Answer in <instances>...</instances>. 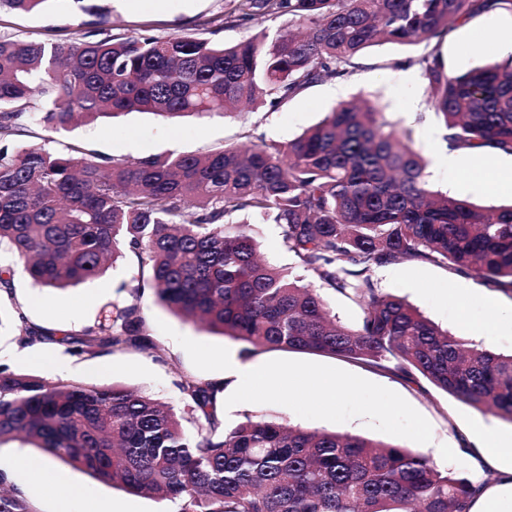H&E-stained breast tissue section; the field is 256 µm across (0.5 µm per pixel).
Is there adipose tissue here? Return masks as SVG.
<instances>
[{
  "label": "adipose tissue",
  "mask_w": 512,
  "mask_h": 512,
  "mask_svg": "<svg viewBox=\"0 0 512 512\" xmlns=\"http://www.w3.org/2000/svg\"><path fill=\"white\" fill-rule=\"evenodd\" d=\"M443 161L449 171L464 168L476 175L478 188L494 190L512 185V163L498 162L485 169L481 166L480 154L463 155L455 149L448 150ZM469 439L483 465L476 468L473 476L477 492L468 512H499V502L506 497L512 499V441L502 438L491 423L480 424L470 433Z\"/></svg>",
  "instance_id": "ef3b65f1"
}]
</instances>
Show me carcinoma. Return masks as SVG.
<instances>
[{
	"instance_id": "1",
	"label": "carcinoma",
	"mask_w": 512,
	"mask_h": 512,
	"mask_svg": "<svg viewBox=\"0 0 512 512\" xmlns=\"http://www.w3.org/2000/svg\"><path fill=\"white\" fill-rule=\"evenodd\" d=\"M46 2L0 0V10ZM497 9L512 0H237L202 26L216 25L214 34L257 14L290 20L226 45L192 34L114 36L91 3L82 10L92 20L72 41L0 37V139L14 135L34 95L55 130L132 111H275L352 72L369 46L429 43ZM418 63L451 147L512 155V58L451 76L434 47ZM410 141L382 110L346 102L288 143L261 138L131 163L0 145V247L53 290L94 280L131 253L160 302L245 353L303 350L422 378L512 424V353L439 328L372 280L388 265L441 262L512 294V205L488 210L431 191ZM253 220L279 225L296 267L360 307L359 322H341L320 289L262 261ZM145 285H122L129 299L59 342L78 355L158 350L140 311ZM7 324L24 344L47 335L0 309ZM180 389L178 411L121 384L52 383L0 365V444L21 438L175 512H466L476 492L413 448L251 416L227 431L213 382L186 379ZM0 512L34 509L0 491Z\"/></svg>"
}]
</instances>
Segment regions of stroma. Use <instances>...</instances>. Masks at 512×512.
Returning a JSON list of instances; mask_svg holds the SVG:
<instances>
[{
    "label": "stroma",
    "instance_id": "obj_1",
    "mask_svg": "<svg viewBox=\"0 0 512 512\" xmlns=\"http://www.w3.org/2000/svg\"><path fill=\"white\" fill-rule=\"evenodd\" d=\"M108 28L116 34L142 30L168 37L202 33L205 20L227 14L233 0H101ZM86 16L74 0H46L31 13L0 12V36L25 41L65 40L77 37ZM503 31L512 34V10H497L457 24L439 43L448 73L460 74L507 59L508 54L488 42L477 44L480 34ZM429 45L385 43L369 48L350 75L316 83L276 111L259 110L229 116L194 115L169 119L152 113L131 112L101 118L65 130L40 122V101H32L22 118L24 131L13 137L18 148L42 146L62 151L77 145L87 153L122 160L151 154H191L227 144H247L259 139L288 142L321 121L339 102L357 98L383 109L389 121L411 132L413 149L428 163L432 189L483 206L512 204V186L479 190L472 176L461 171L449 175L438 155L447 146L446 130L429 108L418 65ZM0 264L15 267L11 294H0V308L20 312L27 322L52 332L37 345L22 344L15 331L0 333V365L29 373L49 382H79L108 386L121 383L180 408L184 405L180 383L189 377L209 380L222 373L225 357L266 366L273 382L254 383L241 377L225 383L216 413L225 429L234 428L245 416L283 420L309 430L336 431L375 441L417 449L426 457L449 449L445 468L462 476L473 475L477 463L461 451L462 439L481 420L494 423L499 432L512 436V424L462 403L427 381L409 382L397 373L375 369L327 354L266 350L253 354L242 343L205 330L173 314L145 290L140 306L146 331L160 346L151 353L135 347L91 356L73 355L56 341L60 331L77 332L103 316L108 304L122 298L121 283L140 278L136 260L125 257L114 268L67 291L32 285L16 259L0 252ZM388 277L374 276L377 288L405 298L439 326L456 335L512 351V325L501 321V307L512 306V297L472 277L436 263H405L393 267ZM466 287L479 295L476 304L458 296ZM333 376L348 382L351 394L329 405L314 390L286 392L289 381ZM40 457L32 445L12 441L0 446V471L29 500L35 512H59L63 494L51 491L34 475L14 467L16 456ZM62 486L79 485L88 493L89 506L112 505L124 512H169L170 502L99 482L72 466L55 462Z\"/></svg>",
    "mask_w": 512,
    "mask_h": 512
}]
</instances>
